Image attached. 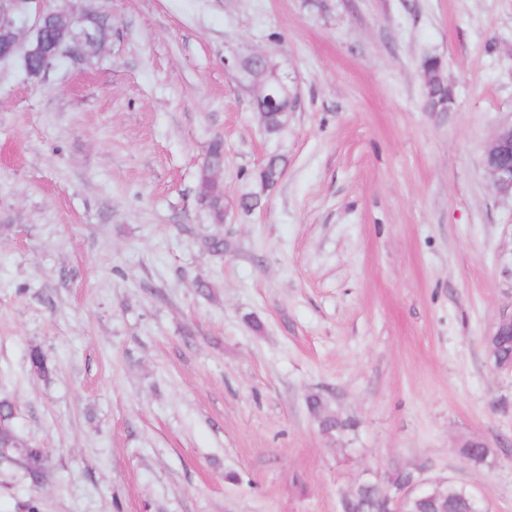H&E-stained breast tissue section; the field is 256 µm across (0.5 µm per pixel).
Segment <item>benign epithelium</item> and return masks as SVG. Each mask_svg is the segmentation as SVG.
Returning <instances> with one entry per match:
<instances>
[{"label":"benign epithelium","instance_id":"7a95c632","mask_svg":"<svg viewBox=\"0 0 512 512\" xmlns=\"http://www.w3.org/2000/svg\"><path fill=\"white\" fill-rule=\"evenodd\" d=\"M44 0H0V63L19 58L28 79L37 82L50 71L68 64L83 66L72 44L84 43L98 53L106 44L96 30L84 26L91 12L77 14L42 7ZM288 76L277 71L258 85L248 87L253 96L264 95L273 85L284 86ZM481 166L500 193H512V122L502 125L488 143ZM424 484L420 476L387 494L378 512H400L403 498Z\"/></svg>","mask_w":512,"mask_h":512}]
</instances>
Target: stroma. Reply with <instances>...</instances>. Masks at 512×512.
Here are the masks:
<instances>
[{
    "label": "stroma",
    "instance_id": "obj_1",
    "mask_svg": "<svg viewBox=\"0 0 512 512\" xmlns=\"http://www.w3.org/2000/svg\"><path fill=\"white\" fill-rule=\"evenodd\" d=\"M57 5L112 36L38 83L0 65V396L46 458L0 460V512H338L402 467L512 512V372L484 347L512 310V196L480 164L512 121V0ZM257 52L300 95L276 138L224 67ZM217 137L221 224L197 197ZM422 71L424 75L426 110L432 112V105L435 99L445 101L448 107V100L452 98V94L444 76L442 60L436 56H426L422 61ZM285 170L284 160L279 155H271L258 172L262 185L273 188L281 180ZM308 406L312 413L320 415V424L323 431L326 433H339L347 427V424L335 414L321 413L323 411V401L319 396L310 397L308 400ZM460 455L469 463L481 465L487 462L493 451L481 441H465L459 449Z\"/></svg>",
    "mask_w": 512,
    "mask_h": 512
}]
</instances>
